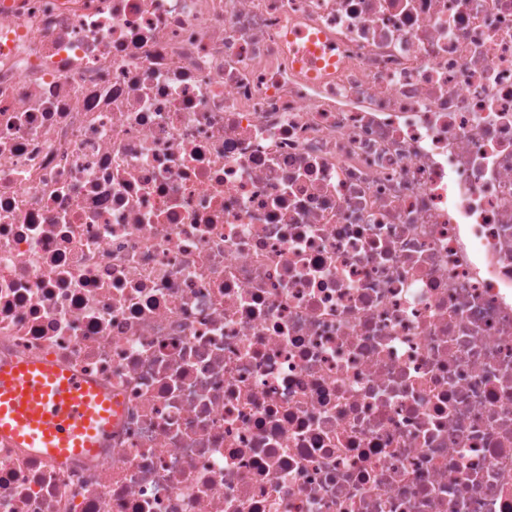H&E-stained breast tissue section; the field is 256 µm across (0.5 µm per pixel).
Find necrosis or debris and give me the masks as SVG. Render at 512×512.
Segmentation results:
<instances>
[{"mask_svg": "<svg viewBox=\"0 0 512 512\" xmlns=\"http://www.w3.org/2000/svg\"><path fill=\"white\" fill-rule=\"evenodd\" d=\"M12 360L0 512H512V0H0ZM112 402L89 380L26 361L0 365V435L45 457L93 455Z\"/></svg>", "mask_w": 512, "mask_h": 512, "instance_id": "4bbe7bcc", "label": "necrosis or debris"}]
</instances>
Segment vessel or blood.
<instances>
[{
    "label": "vessel or blood",
    "mask_w": 512,
    "mask_h": 512,
    "mask_svg": "<svg viewBox=\"0 0 512 512\" xmlns=\"http://www.w3.org/2000/svg\"><path fill=\"white\" fill-rule=\"evenodd\" d=\"M112 422V403L95 384L58 367L0 365V435L52 458L95 454L97 433Z\"/></svg>",
    "instance_id": "vessel-or-blood-1"
}]
</instances>
